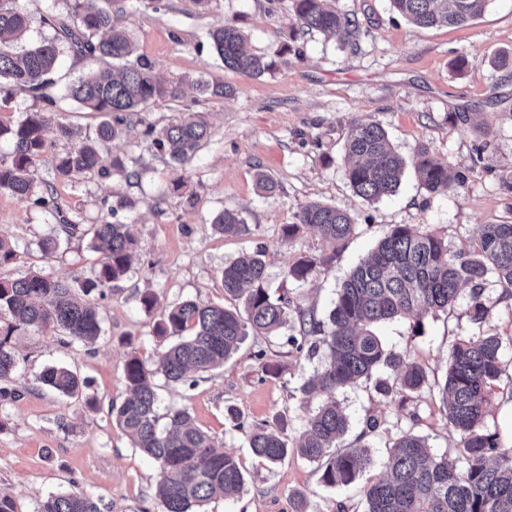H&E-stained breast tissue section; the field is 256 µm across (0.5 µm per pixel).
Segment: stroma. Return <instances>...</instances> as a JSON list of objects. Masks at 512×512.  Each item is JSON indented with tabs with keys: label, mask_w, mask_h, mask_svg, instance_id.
Wrapping results in <instances>:
<instances>
[{
	"label": "stroma",
	"mask_w": 512,
	"mask_h": 512,
	"mask_svg": "<svg viewBox=\"0 0 512 512\" xmlns=\"http://www.w3.org/2000/svg\"><path fill=\"white\" fill-rule=\"evenodd\" d=\"M111 9L138 54L153 62L164 78L205 77L232 88L231 96L192 103L190 97L166 101L135 113L123 136L101 153L125 158L140 179L115 175L103 180L56 176L51 155L36 167V179L53 184L59 215L30 201L0 193V236L15 243L18 257L0 267V278L36 271L59 279L92 276L99 260L87 240L74 238L56 250L40 248L57 233L60 218L100 222L105 197H125L140 248L128 276L96 297L103 332L89 347L69 342L60 332L26 328L13 344L18 365L9 388L19 398L0 397V489L10 492L17 512H37L49 495L81 491L101 512H162L156 496L159 470L132 448L110 413L126 393L124 367L130 353L155 362L169 341L157 337V314L145 312L139 298L150 291L160 306L184 300L228 308L222 270L242 252L264 251L267 285L279 291L289 265L323 245L310 228L284 240L282 228L295 223L301 207L320 202L350 212L357 228L346 249L311 282L294 287L296 304L326 318L335 291L392 225L414 224L447 242L451 251L470 249L480 225L512 222V194L500 178L512 174V73L495 69L494 57L512 51V0H489L483 14L465 27L420 28L393 11L389 0H330L357 27L341 37L296 32L288 0H96ZM32 19L29 39L52 36L50 19L66 14L64 0H15ZM231 23L246 36L251 53L264 57L268 72L251 77L225 68L213 52L208 29ZM91 58L65 55L46 104L14 89L0 106V120L15 122L25 113L47 111L56 124L94 130L98 114L64 99V87L97 69ZM192 108L208 122L211 136L198 155L174 170L169 156L151 145L150 130L161 129ZM366 117L380 123L395 149L412 158L426 146L465 177L454 191L434 195L406 167L395 195L368 202L352 190L345 171L348 127ZM186 185L173 191L175 173ZM277 185L261 191L257 175ZM239 212L247 229L239 235L216 232L211 221L222 210ZM484 295L493 306L481 324L469 315L470 290L462 288L450 313L420 320L395 319L378 333L387 349L407 354L426 370L429 381L443 378L448 350L461 337L486 330L503 338V373L496 384L489 432L512 446V294L489 279ZM279 363L278 376L265 374L257 352ZM324 356L298 357L286 336L250 335L224 367L194 376L193 384L156 377L161 408H184L218 448L234 454L246 484L233 500L217 499L205 512H291L290 498L303 494L309 512H363L364 489L380 476L392 438L402 429L427 437L435 452L462 456L459 436L450 431L436 393L412 394L405 404L386 400L373 382L336 394L350 417V435L363 428L366 415L381 421L371 436L374 466L346 487L331 488L316 464L288 455L275 465L255 457L240 423L283 426L288 438L302 431L316 401H304L302 385L321 370ZM63 363L87 382L84 396L64 398L38 377L47 365ZM97 400L88 408L85 396Z\"/></svg>",
	"instance_id": "35a3bbf8"
}]
</instances>
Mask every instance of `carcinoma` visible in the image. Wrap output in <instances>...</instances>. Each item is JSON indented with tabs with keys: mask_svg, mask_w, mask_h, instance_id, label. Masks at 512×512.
<instances>
[{
	"mask_svg": "<svg viewBox=\"0 0 512 512\" xmlns=\"http://www.w3.org/2000/svg\"><path fill=\"white\" fill-rule=\"evenodd\" d=\"M66 16L54 22L55 36L16 43L31 27V19L0 0V94L15 86L53 103L46 93L65 50L76 55L102 58L107 66L64 89V98L103 117L91 137L73 126L59 125L57 136L70 143L55 158L62 179L89 175L109 177L123 173L135 178L118 156L104 159L100 143L120 137L128 118L151 105L183 97V80L159 79L152 62L133 56L125 28L112 13L90 7L91 0H63ZM327 0H292L295 24L301 28L339 35L356 27V21L326 5ZM487 0H390L401 16L418 27L464 26L481 15ZM211 44L224 67L259 77L270 69L260 56L244 49L245 36L231 24H218L209 32ZM198 99L209 101L232 94L222 83L197 78L192 81ZM47 113L27 112L15 123L0 121V141L10 143L0 155V192L58 210L50 184L37 190L36 162L46 152ZM205 121L193 113L183 115L153 134L152 145L183 165L191 161L208 138ZM345 149L355 158L346 171L350 186L366 201L395 194L407 160L391 144L384 128L373 120L354 121L347 131ZM412 164L421 185L432 194L446 193L464 183V176L440 161L428 148H420ZM133 207L120 197L108 207V217L97 224L65 221L59 230L66 238L83 237L100 255L95 276L61 280L40 273L0 280V381L11 376L17 360L11 336L22 327L62 330L83 346L96 343L102 333L98 308L89 300L104 294L112 283L124 279L138 248L132 225L116 216ZM298 223L283 226V237L293 238L300 226L318 231L323 250L302 256L288 268L287 280L303 284L321 267L336 261L356 230L347 211L311 202L297 214ZM221 234L246 230L239 213L223 210L212 219ZM264 253H243L224 266V295L242 301L243 310L202 305L185 300L170 306L156 324L160 337L174 336L158 367L133 353L125 364L127 394L111 407V415L130 438L133 447L159 468L158 495L163 512H192L215 499L241 494L245 479L236 458L219 451L213 438L193 422L185 409L159 412L155 376L184 383L192 371L209 372L224 366L249 334L278 336L289 327L288 344L313 358L323 351L326 362L320 373L302 386L310 397L328 393L306 420L299 436L289 440L283 428L249 425L245 430L252 453L269 464L296 454L323 468V483L348 486L374 466L365 438L380 427L377 417L365 418L357 446L338 449L336 443L350 429L349 416L336 392L359 380L371 379L380 368L388 377L376 381L385 397L406 403L410 395L428 384L426 371L404 354L386 350L374 328L378 323L401 318L419 319L425 313L450 310L461 287L470 286L472 320L482 323L492 307L483 296L484 284L495 276L512 288V223L482 224L472 249L452 253L444 240L417 225L396 224L375 250L360 261L336 293L328 322L312 309L292 305L287 294L275 295L265 287ZM502 372V337L489 332L461 338L448 350V371L437 383L445 404L448 427L460 435L465 468L437 454L427 440L410 430L396 434L382 475L365 489L364 512H512V448L504 447L497 434L485 429L493 395V382ZM40 382L57 394L76 397L86 381L62 365L46 367ZM37 512H99L91 496L71 491L48 496Z\"/></svg>",
	"mask_w": 512,
	"mask_h": 512,
	"instance_id": "obj_1",
	"label": "carcinoma"
}]
</instances>
